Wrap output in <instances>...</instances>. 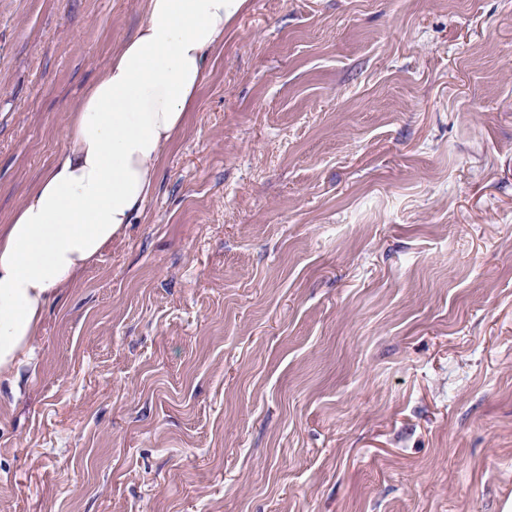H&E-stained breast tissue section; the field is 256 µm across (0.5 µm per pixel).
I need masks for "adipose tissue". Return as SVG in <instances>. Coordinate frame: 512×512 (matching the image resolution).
Returning a JSON list of instances; mask_svg holds the SVG:
<instances>
[{
    "label": "adipose tissue",
    "mask_w": 512,
    "mask_h": 512,
    "mask_svg": "<svg viewBox=\"0 0 512 512\" xmlns=\"http://www.w3.org/2000/svg\"><path fill=\"white\" fill-rule=\"evenodd\" d=\"M241 2L146 0L141 25L71 109L63 149L0 226V371L17 366L60 289L143 210Z\"/></svg>",
    "instance_id": "1"
}]
</instances>
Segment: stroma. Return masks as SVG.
<instances>
[{"label":"stroma","instance_id":"stroma-1","mask_svg":"<svg viewBox=\"0 0 512 512\" xmlns=\"http://www.w3.org/2000/svg\"><path fill=\"white\" fill-rule=\"evenodd\" d=\"M144 9L0 0V225ZM16 376L0 512H512V0H245Z\"/></svg>","mask_w":512,"mask_h":512}]
</instances>
